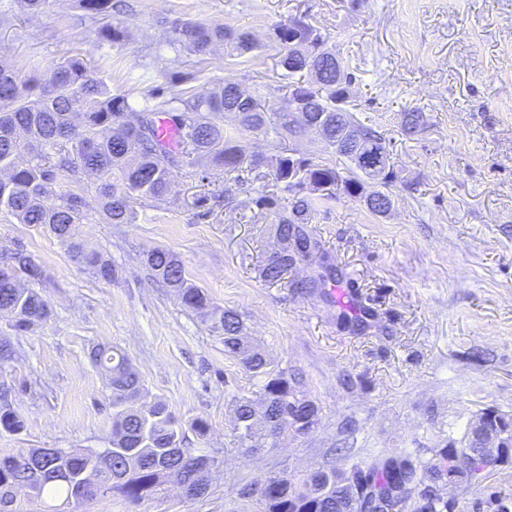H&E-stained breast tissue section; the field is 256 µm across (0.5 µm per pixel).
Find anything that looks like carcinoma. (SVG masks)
I'll list each match as a JSON object with an SVG mask.
<instances>
[{"label": "carcinoma", "instance_id": "obj_1", "mask_svg": "<svg viewBox=\"0 0 512 512\" xmlns=\"http://www.w3.org/2000/svg\"><path fill=\"white\" fill-rule=\"evenodd\" d=\"M92 20L112 15V0H79ZM169 43L185 44L195 54L216 46L238 59L262 48L247 31L213 24L182 23L172 27ZM267 45L277 51L278 66L288 81L277 87L301 112H268L266 97L234 81L211 93L164 91L157 88L155 103L134 109L112 95L94 68L72 55L46 72L21 79L0 63V210L21 224L49 231L71 261L96 278L116 276L112 260L87 247L80 225L89 221L88 203L81 193H59L60 181L83 184L86 175L97 213L105 224H132L134 200L164 199L175 176L200 157L211 159L228 177L218 195L230 194L229 184L244 186L243 173L264 168L279 184L281 195L257 192L251 203L274 218L277 247L263 258L261 276L271 285L284 284L302 293L313 292L335 276V268L309 224L314 211L312 193L323 201L341 197L363 199L364 171L357 147L336 144V135L356 123L350 110L358 67L336 59L328 39L305 18L273 24ZM231 118L240 130L260 132L276 141L296 133L306 118H321L320 136L336 162L290 160L285 150L249 155L236 144L224 122ZM170 121L177 144L166 147L157 136L158 121ZM371 145L392 159L390 141L375 128L362 126ZM153 276L175 290L182 305L201 314L219 333L224 355L260 379V402L240 397L235 402L234 429L238 451L249 456L291 430L306 434L317 422L318 408L299 394L298 382L271 368L266 357L242 336L239 316L217 306L207 291L187 277L180 257L153 248L145 255ZM302 264H316L323 273L294 279ZM43 269L15 244L0 250V314L11 316L10 329L23 336L47 321L48 303L33 285ZM112 391V437L105 457L91 458L86 448H30L0 455V512H19L15 489L28 485L34 499L61 504L51 512H67L72 505L119 497L137 504L161 493L168 484L184 483L200 498L208 494L211 448L185 446L182 421L162 401L135 406L143 397V381L125 353L98 346L89 352ZM18 359L8 336H0V371ZM16 385L0 374V430L20 433L24 421L15 409ZM304 424H299L300 418ZM500 435V448H486L485 433ZM512 422L491 410L466 433L465 445L444 448L435 460L411 454L374 456L349 468H315L301 480L280 474L265 488L249 487L243 498L252 506L242 512H452L454 503L433 488L476 489L478 506L487 512H509L502 492L484 484L486 475L509 458Z\"/></svg>", "mask_w": 512, "mask_h": 512}]
</instances>
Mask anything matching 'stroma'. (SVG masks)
Segmentation results:
<instances>
[{
  "mask_svg": "<svg viewBox=\"0 0 512 512\" xmlns=\"http://www.w3.org/2000/svg\"><path fill=\"white\" fill-rule=\"evenodd\" d=\"M111 24L130 40L103 38L75 0H52L30 15L0 0V58L20 76L45 71L77 52L113 95L140 107L169 74L192 70L206 92L225 79L262 85L271 102L281 81L275 50L229 62L223 48L187 55L166 36L182 22L221 23L264 37L271 24L306 14L337 55L359 69L355 119L391 140L398 178L392 211L370 213L343 198L320 205L312 228L346 279L329 283L331 304L263 281L259 266L276 244L270 217L247 195L196 198L218 177L199 162L177 174L167 201L139 200L132 224H105L89 205L83 231L117 270L104 282L78 268L46 229L0 210V246L19 243L44 271L37 289L50 320L20 337L15 382L21 433L0 432V454L30 448H105L112 394L88 358L96 346L124 352L150 396L182 420L201 416L206 440L222 452L212 491L190 499L176 488L138 504L101 499L78 512H236L247 485L373 454L415 452L423 459L461 447L485 410L512 418V0H123ZM427 118L403 134L405 109ZM182 259L188 278L235 311L272 365L296 375L318 408L307 434L276 447L238 452L233 409L256 397L257 381L224 354L207 323L154 279L147 250ZM368 312L364 331L342 314Z\"/></svg>",
  "mask_w": 512,
  "mask_h": 512,
  "instance_id": "stroma-1",
  "label": "stroma"
}]
</instances>
